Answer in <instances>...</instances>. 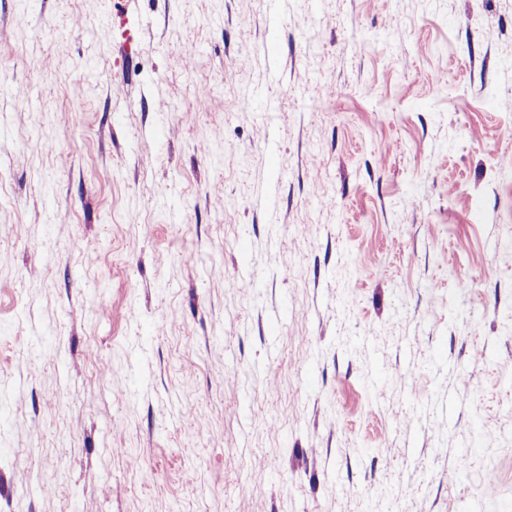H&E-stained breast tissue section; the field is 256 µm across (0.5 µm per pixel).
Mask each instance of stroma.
I'll return each instance as SVG.
<instances>
[{"mask_svg":"<svg viewBox=\"0 0 512 512\" xmlns=\"http://www.w3.org/2000/svg\"><path fill=\"white\" fill-rule=\"evenodd\" d=\"M0 126V512L512 503V0H0Z\"/></svg>","mask_w":512,"mask_h":512,"instance_id":"35a3bbf8","label":"stroma"}]
</instances>
